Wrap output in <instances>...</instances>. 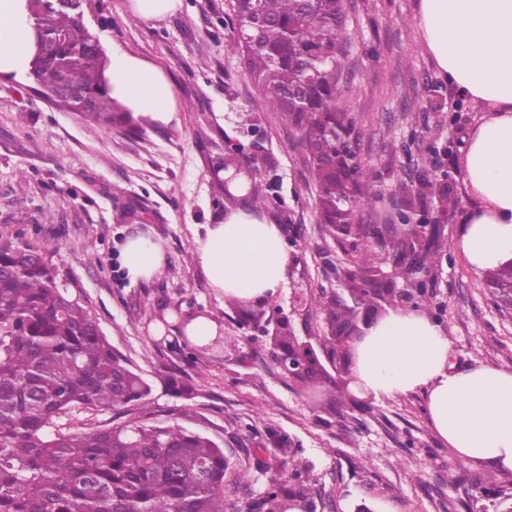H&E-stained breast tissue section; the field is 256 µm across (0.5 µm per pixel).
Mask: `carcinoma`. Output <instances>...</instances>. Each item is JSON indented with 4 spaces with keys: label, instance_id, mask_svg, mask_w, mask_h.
<instances>
[{
    "label": "carcinoma",
    "instance_id": "carcinoma-1",
    "mask_svg": "<svg viewBox=\"0 0 512 512\" xmlns=\"http://www.w3.org/2000/svg\"><path fill=\"white\" fill-rule=\"evenodd\" d=\"M93 0L59 8L53 0H27L33 29L59 42L54 54L35 52L29 74L41 92L75 81L99 125H123L130 112L109 94V61L99 38L82 21ZM229 47L264 101L297 128L309 153L321 221L342 243L352 244L339 273L342 290L322 294L328 336L320 350L340 358L337 377L317 349L296 336L287 319L266 332L274 358L291 355L305 366L288 378L298 387L347 386L361 324L413 300L422 288L398 290L388 282L411 280L392 256L419 240L395 229L378 245L362 244L359 223L369 204L366 176L339 85L346 25L343 0H231ZM53 240L36 245L0 242V512H224L229 461L212 439L177 424L126 421L110 429L72 430L62 423L82 409L126 413L150 385L107 342L85 304L72 296L48 261ZM500 310L512 313V264L486 272ZM173 394L194 397L188 375L172 372ZM274 489L239 512H317L308 476L296 468Z\"/></svg>",
    "mask_w": 512,
    "mask_h": 512
}]
</instances>
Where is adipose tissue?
I'll return each instance as SVG.
<instances>
[{
  "mask_svg": "<svg viewBox=\"0 0 512 512\" xmlns=\"http://www.w3.org/2000/svg\"><path fill=\"white\" fill-rule=\"evenodd\" d=\"M416 26L440 76L485 113L462 166L480 205L462 223L456 246L478 271L511 263L512 0H421ZM35 52L25 0H0V72L28 70ZM107 78L112 96L132 111L171 119L173 88L147 62L113 53ZM194 251L211 288L227 297L269 300L287 279L290 258L279 226L248 207L209 226ZM121 260L131 280H148L161 269L164 253L137 234L127 238ZM449 347L440 324L418 312L388 310L364 327L348 389L375 400L422 391L436 432L457 460L512 472V372L479 361L452 370Z\"/></svg>",
  "mask_w": 512,
  "mask_h": 512,
  "instance_id": "1",
  "label": "adipose tissue"
}]
</instances>
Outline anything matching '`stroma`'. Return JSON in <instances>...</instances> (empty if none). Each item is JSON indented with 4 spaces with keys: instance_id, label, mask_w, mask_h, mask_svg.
I'll return each instance as SVG.
<instances>
[{
    "instance_id": "35a3bbf8",
    "label": "stroma",
    "mask_w": 512,
    "mask_h": 512,
    "mask_svg": "<svg viewBox=\"0 0 512 512\" xmlns=\"http://www.w3.org/2000/svg\"><path fill=\"white\" fill-rule=\"evenodd\" d=\"M87 14L105 52L143 59L168 78L176 110L159 123L138 113L139 133L93 126L36 90L28 74L0 73V239L38 244L55 237L49 261L81 297L111 344L151 384L132 412L148 425L179 424L216 441L230 458L225 505L259 497L277 472L308 465L316 499L331 512H499L512 473L458 466L416 391L359 406L353 394L297 388L275 363L263 329L288 318L297 336L324 334L314 297L336 290L345 255L318 218L301 134L258 94L237 55L229 0H182L175 14L142 20L131 0H95ZM342 79L373 198L365 223L441 227L439 260L424 273L426 315L448 332V361L512 370V315L501 313L454 243L475 201L461 161L478 107L416 47L420 0H344ZM235 155L265 202L259 217L284 226L287 282L275 299L225 303L192 259L196 238L230 202L212 183L216 157ZM457 199L440 207L441 195ZM160 243L161 270L130 280L121 265L127 236ZM203 314L224 327L221 345L187 343L185 320ZM191 376L197 395H171L164 376ZM287 436L288 451L271 434ZM245 481H237L238 472ZM494 477L500 497L478 494Z\"/></svg>"
}]
</instances>
